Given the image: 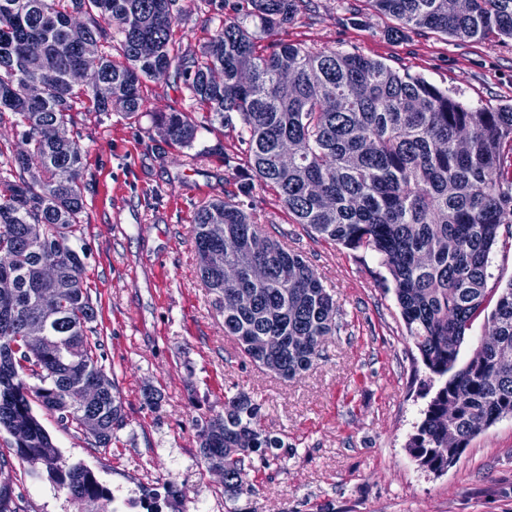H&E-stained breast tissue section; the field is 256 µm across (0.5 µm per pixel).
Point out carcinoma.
<instances>
[{
	"label": "carcinoma",
	"mask_w": 512,
	"mask_h": 512,
	"mask_svg": "<svg viewBox=\"0 0 512 512\" xmlns=\"http://www.w3.org/2000/svg\"><path fill=\"white\" fill-rule=\"evenodd\" d=\"M312 0H237L201 55L175 50L171 29L178 0H0V118L7 112L28 139L31 156L0 150V250L13 253L0 280V431L19 457L39 464L56 488L84 505L107 496L95 475L60 456L32 413L30 398L78 426H93L94 446L107 448L123 421L115 383L99 365L90 324L96 313L83 271L78 232L85 210L84 150L68 129L75 106L98 112L142 111V84L176 68L211 125L238 123L245 162L227 160L249 197L252 181L274 188L281 204L315 233L375 255L395 285L408 336L429 371L444 382L407 443L424 468L453 466L471 441L512 417V281L501 289L479 342L457 367L461 343L486 309L487 266L499 228L512 224V106L472 108L421 77L360 54H311L285 41L260 45L261 34L308 10ZM395 21V35L424 29L460 41H512V0H469L456 12L448 0H366ZM259 21L253 30L239 17ZM123 61L105 51L111 27ZM42 45L38 57L26 46ZM165 136L185 147L198 126L174 109L160 119ZM224 225V238L209 227ZM200 279L217 300L241 289V309L224 308V335L253 365L290 381L320 358L323 337L338 328V306L316 270L254 221L242 200H217L197 211ZM262 241L265 248L254 251ZM224 251L238 278L207 264ZM261 263L267 278L254 283ZM41 324L38 349L28 325ZM265 337L273 352L254 351ZM38 368L40 384L25 371ZM102 388L92 408L81 389ZM283 441L261 426V405L247 392L224 394V413L202 422L199 453L224 469V495L253 491L252 455L276 464Z\"/></svg>",
	"instance_id": "obj_1"
}]
</instances>
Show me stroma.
Instances as JSON below:
<instances>
[{"mask_svg": "<svg viewBox=\"0 0 512 512\" xmlns=\"http://www.w3.org/2000/svg\"><path fill=\"white\" fill-rule=\"evenodd\" d=\"M315 9L274 37L305 50L357 52L447 89L471 107L512 104V42L458 41L428 30L389 35L391 21L363 0H314ZM172 29L180 52L198 53L217 27L202 0H179ZM138 116L73 111L70 131L84 149V285L90 291L100 362L123 402L112 445L97 448L77 424L32 401L34 415L71 465L107 487L114 502L160 494L162 512H512V417L473 439L447 471L424 469L406 444L440 385L409 339L387 271L294 223L276 192L255 185L259 224L303 254L340 309V329L321 343L318 364L286 382L230 346L224 308L203 288L193 225L217 198L239 199L224 166L237 129L206 130V111L177 75L145 82ZM180 109L199 124L191 147L165 142L158 114ZM490 298L512 281V226H502L487 269ZM263 405L262 425L283 439L280 460L253 461L251 494L230 501L223 478L199 454L198 419L224 410L226 392ZM160 395L159 406L145 396ZM0 480L15 512H79L66 492L15 453L0 431Z\"/></svg>", "mask_w": 512, "mask_h": 512, "instance_id": "stroma-1", "label": "stroma"}]
</instances>
